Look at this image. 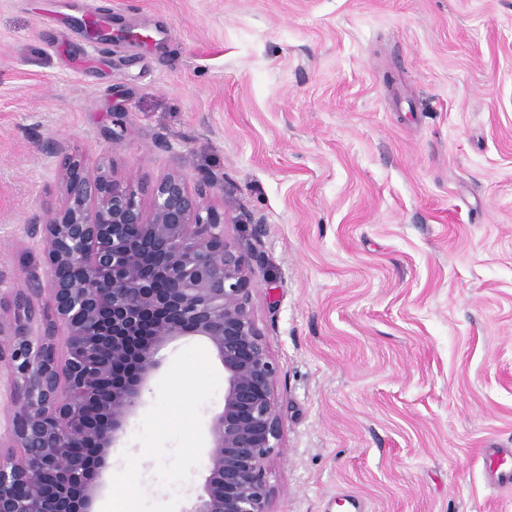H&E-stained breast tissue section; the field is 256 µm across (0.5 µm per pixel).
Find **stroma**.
<instances>
[{"instance_id": "35a3bbf8", "label": "stroma", "mask_w": 512, "mask_h": 512, "mask_svg": "<svg viewBox=\"0 0 512 512\" xmlns=\"http://www.w3.org/2000/svg\"><path fill=\"white\" fill-rule=\"evenodd\" d=\"M69 154L212 181L280 371L271 512H512L481 457L512 448V0H0L14 284ZM145 399L100 512L205 481L209 344L168 345Z\"/></svg>"}]
</instances>
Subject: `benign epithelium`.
Here are the masks:
<instances>
[{"mask_svg":"<svg viewBox=\"0 0 512 512\" xmlns=\"http://www.w3.org/2000/svg\"><path fill=\"white\" fill-rule=\"evenodd\" d=\"M62 203L34 214L41 264L0 296V512H95L108 459L167 346L200 338L224 367L208 475L189 512H270L278 368L250 309V258L224 213L172 172L133 183L59 165Z\"/></svg>","mask_w":512,"mask_h":512,"instance_id":"7a95c632","label":"benign epithelium"}]
</instances>
